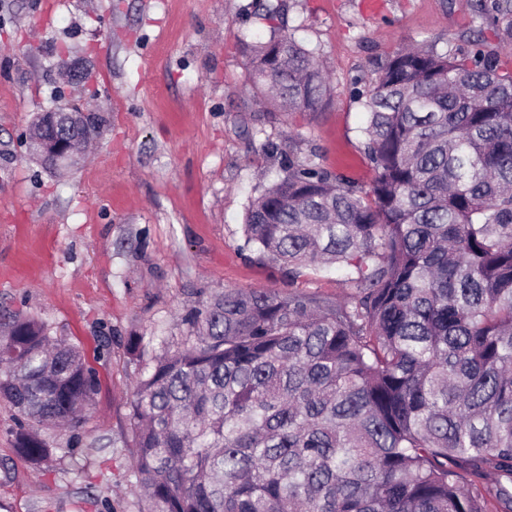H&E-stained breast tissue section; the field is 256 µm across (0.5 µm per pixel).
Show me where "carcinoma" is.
Listing matches in <instances>:
<instances>
[{
	"mask_svg": "<svg viewBox=\"0 0 512 512\" xmlns=\"http://www.w3.org/2000/svg\"><path fill=\"white\" fill-rule=\"evenodd\" d=\"M244 44L267 99L314 112L330 86L276 25ZM512 0H473L465 45L399 48L358 99L369 190L288 158L253 197L244 245L288 268L336 267L353 292L226 289L174 344L135 335L132 476L141 512H512ZM63 115L52 144L87 141ZM96 378L34 317L0 322V399L16 448L54 456L39 427L84 445Z\"/></svg>",
	"mask_w": 512,
	"mask_h": 512,
	"instance_id": "obj_1",
	"label": "carcinoma"
}]
</instances>
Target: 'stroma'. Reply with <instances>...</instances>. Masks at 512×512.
I'll list each match as a JSON object with an SVG mask.
<instances>
[{
    "label": "stroma",
    "mask_w": 512,
    "mask_h": 512,
    "mask_svg": "<svg viewBox=\"0 0 512 512\" xmlns=\"http://www.w3.org/2000/svg\"><path fill=\"white\" fill-rule=\"evenodd\" d=\"M471 4L288 0L285 29L332 91L317 111L283 112L243 49L269 34L255 0H0V315L46 322L97 378L89 456L47 471L17 453L20 418L0 400V512H138L130 398L154 350L131 355L130 336L180 337L185 311L228 288L351 293L336 269L292 279L244 249L248 201L281 174L264 145L369 185L354 91L400 47L460 44ZM63 45L92 62L86 92L46 59ZM59 89L108 123L54 174L21 135Z\"/></svg>",
    "instance_id": "35a3bbf8"
}]
</instances>
